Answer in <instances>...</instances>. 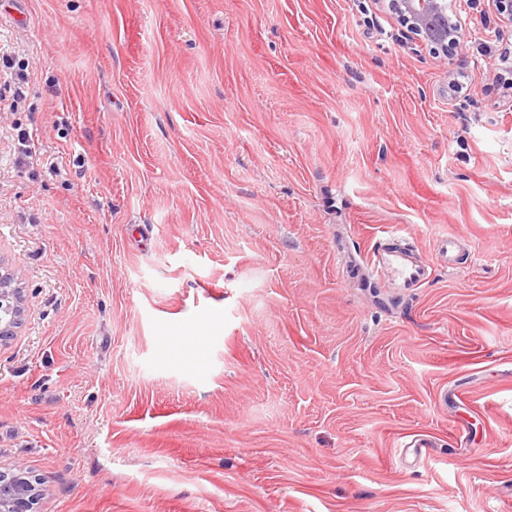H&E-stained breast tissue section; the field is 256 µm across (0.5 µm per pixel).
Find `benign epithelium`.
Returning <instances> with one entry per match:
<instances>
[{"instance_id": "1", "label": "benign epithelium", "mask_w": 512, "mask_h": 512, "mask_svg": "<svg viewBox=\"0 0 512 512\" xmlns=\"http://www.w3.org/2000/svg\"><path fill=\"white\" fill-rule=\"evenodd\" d=\"M445 0H393V7L410 35L446 51L448 57V85L459 88L454 50L463 37L461 25L453 11L444 8ZM25 315L23 288L12 272H0V341L13 335ZM37 493L22 463L14 465L13 472L0 473V512H37Z\"/></svg>"}]
</instances>
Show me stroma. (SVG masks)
I'll return each instance as SVG.
<instances>
[{"instance_id":"obj_1","label":"stroma","mask_w":512,"mask_h":512,"mask_svg":"<svg viewBox=\"0 0 512 512\" xmlns=\"http://www.w3.org/2000/svg\"><path fill=\"white\" fill-rule=\"evenodd\" d=\"M453 8V100L373 0L0 14V471L39 512H512V24ZM392 228L467 258L386 287ZM25 315L23 288L19 287L9 270L0 272V341L12 336Z\"/></svg>"}]
</instances>
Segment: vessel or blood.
<instances>
[{"mask_svg":"<svg viewBox=\"0 0 512 512\" xmlns=\"http://www.w3.org/2000/svg\"><path fill=\"white\" fill-rule=\"evenodd\" d=\"M401 230L391 229L375 244L369 265L378 277L405 288L421 286L428 278V268L420 263L404 242Z\"/></svg>","mask_w":512,"mask_h":512,"instance_id":"obj_1","label":"vessel or blood"}]
</instances>
